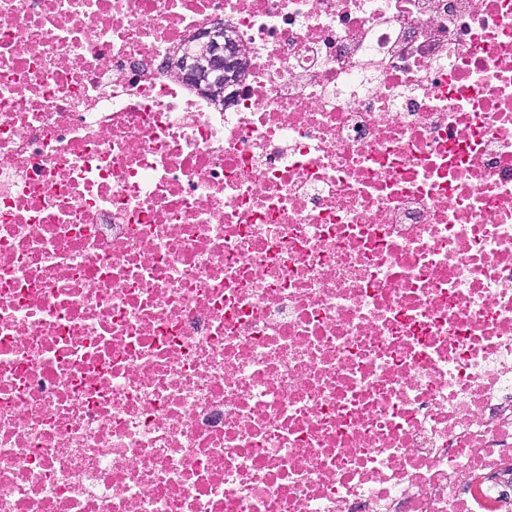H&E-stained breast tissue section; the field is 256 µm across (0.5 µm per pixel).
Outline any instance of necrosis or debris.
<instances>
[{"label":"necrosis or debris","instance_id":"1","mask_svg":"<svg viewBox=\"0 0 512 512\" xmlns=\"http://www.w3.org/2000/svg\"><path fill=\"white\" fill-rule=\"evenodd\" d=\"M0 512H512V0H0ZM248 53V47L236 40L222 23L196 36L181 55L168 59L167 67L214 101L224 103L227 87L237 78L234 64Z\"/></svg>","mask_w":512,"mask_h":512}]
</instances>
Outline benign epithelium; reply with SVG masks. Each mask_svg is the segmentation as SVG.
<instances>
[{"label": "benign epithelium", "mask_w": 512, "mask_h": 512, "mask_svg": "<svg viewBox=\"0 0 512 512\" xmlns=\"http://www.w3.org/2000/svg\"><path fill=\"white\" fill-rule=\"evenodd\" d=\"M248 55V47L217 24L195 37L182 54L170 57L167 67L183 80L199 87L216 102L224 101L229 84L237 78L234 64Z\"/></svg>", "instance_id": "1"}]
</instances>
